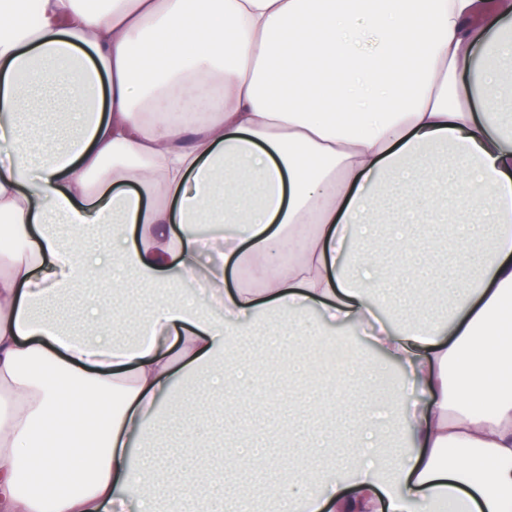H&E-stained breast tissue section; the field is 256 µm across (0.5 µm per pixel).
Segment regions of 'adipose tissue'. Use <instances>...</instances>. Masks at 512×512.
I'll return each instance as SVG.
<instances>
[{"mask_svg": "<svg viewBox=\"0 0 512 512\" xmlns=\"http://www.w3.org/2000/svg\"><path fill=\"white\" fill-rule=\"evenodd\" d=\"M0 0V512H225L208 449L150 457L181 383L225 401L233 466L272 470L273 512H512V0ZM432 216L428 250L381 210ZM490 207L492 233L476 222ZM151 289L136 337L109 295ZM421 320L395 324L388 284ZM194 284L196 296L183 284ZM322 317L307 325L306 307ZM405 369L356 421L350 478L247 441L261 411L237 339L333 351L331 401L368 389L333 338ZM423 388L426 407L411 397ZM400 464L375 467L380 441Z\"/></svg>", "mask_w": 512, "mask_h": 512, "instance_id": "obj_1", "label": "adipose tissue"}]
</instances>
